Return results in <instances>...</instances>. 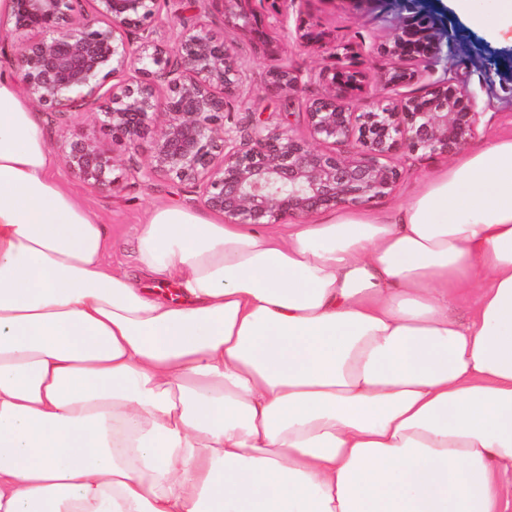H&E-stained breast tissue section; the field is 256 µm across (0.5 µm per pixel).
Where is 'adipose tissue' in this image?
<instances>
[{"label":"adipose tissue","instance_id":"obj_1","mask_svg":"<svg viewBox=\"0 0 512 512\" xmlns=\"http://www.w3.org/2000/svg\"><path fill=\"white\" fill-rule=\"evenodd\" d=\"M56 167L0 69V512H512V138L387 217L151 208L174 299Z\"/></svg>","mask_w":512,"mask_h":512}]
</instances>
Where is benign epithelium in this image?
Wrapping results in <instances>:
<instances>
[{
	"instance_id": "7a95c632",
	"label": "benign epithelium",
	"mask_w": 512,
	"mask_h": 512,
	"mask_svg": "<svg viewBox=\"0 0 512 512\" xmlns=\"http://www.w3.org/2000/svg\"><path fill=\"white\" fill-rule=\"evenodd\" d=\"M82 0H15V25L32 33L20 41L19 79L27 97L67 113L87 100H106L97 113L112 145L85 134L61 146L68 168L88 186L116 190L113 147L151 143L147 164L132 169L148 185L173 175L200 190V203L226 224H274L305 220L321 209L359 206L391 194L402 170L391 157L405 150L450 155L475 135L479 113L468 90L449 80L428 84L367 112H351L346 100L366 75L355 67L319 73L324 92L306 107L309 138L289 128L255 125L238 136L224 122L228 99L243 83L236 52L203 26L186 29L170 50L145 38L137 47L128 33L157 14L159 0H95V16L77 12ZM252 0H223L224 24L260 25ZM384 52L411 61L385 88L411 83L448 60L436 20L411 12L392 22ZM302 44L324 32L300 18ZM116 83L104 88L106 77ZM301 86L286 65L268 72V89L289 94ZM354 143L349 151L341 147Z\"/></svg>"
}]
</instances>
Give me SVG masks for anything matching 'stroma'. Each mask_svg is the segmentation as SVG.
<instances>
[{
    "label": "stroma",
    "mask_w": 512,
    "mask_h": 512,
    "mask_svg": "<svg viewBox=\"0 0 512 512\" xmlns=\"http://www.w3.org/2000/svg\"><path fill=\"white\" fill-rule=\"evenodd\" d=\"M179 6V0H161L159 19L145 22L143 28L129 32V40L139 42L148 33L156 44L173 48L182 31L174 16ZM254 8L264 30L273 38L270 48H259L253 32L225 25L222 9L212 7L192 17L193 23L205 25L215 36L237 47L245 92L228 103L227 110L234 124L244 126L258 120L273 125L285 122L296 135L306 136V104L324 91L319 72L350 61L367 75L363 89L347 101L351 111H366L389 92L397 96L410 92L407 84L393 87L389 92L383 90L384 78L402 68L403 63L381 54L379 48L392 37L390 20L413 9L434 16L443 32L451 36L449 46L454 64L448 71L436 67L434 79L446 77L466 85L475 99L479 114L476 134L456 156L465 157L497 139L512 136V97L504 91L505 85L512 83V32L490 38L486 30L471 27L463 17L456 15L449 0H379L375 6L367 0H297L285 13L272 8L269 0H256ZM300 15L318 24L326 33L325 39L299 43L295 20ZM348 43L362 47L355 59H347L345 55L344 46ZM282 64L291 65L303 76L301 91L291 98L269 92L266 87L269 70ZM487 68L492 71L488 82L482 77ZM33 110L39 116L49 144L86 132L103 141L108 138L95 121L98 104L89 102L66 114L39 104L34 105ZM114 155L117 159L115 172L123 177L115 193L90 188L75 177L67 165H60L59 170L68 187L104 224L109 243L107 261L131 273L135 270L136 235L147 210L155 205L199 207V191L194 185L175 178L161 177L147 187L128 177L126 171L130 166L147 163L151 155L149 143L130 151L115 148ZM451 159L408 152L394 155L392 161L400 167L403 177L393 193L368 203V210L380 215L391 214L416 193L428 176L448 166Z\"/></svg>",
    "instance_id": "1"
}]
</instances>
